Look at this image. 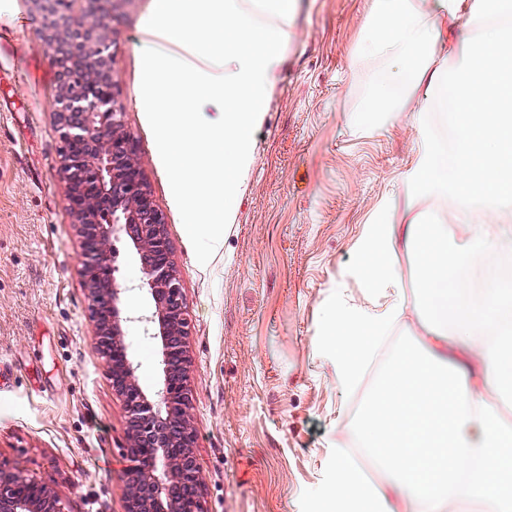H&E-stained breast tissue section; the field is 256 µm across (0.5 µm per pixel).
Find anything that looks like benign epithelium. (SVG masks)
<instances>
[{"label":"benign epithelium","instance_id":"obj_1","mask_svg":"<svg viewBox=\"0 0 512 512\" xmlns=\"http://www.w3.org/2000/svg\"><path fill=\"white\" fill-rule=\"evenodd\" d=\"M45 2L52 20L42 37L59 75L52 112L65 145L58 174L81 239L79 274L93 340L124 405L128 445L153 449L147 461L126 455L124 512H180L172 490H191L199 505L203 487L190 415L189 315L164 217L116 107L108 34L112 0H82L78 13L69 0ZM121 240L140 265L137 282L125 280L116 264L115 243ZM132 292L144 294L146 306L129 307ZM131 325L158 348L160 381L153 392L137 375ZM23 480L0 469V512H64L56 493L31 479L35 493L18 496L15 487Z\"/></svg>","mask_w":512,"mask_h":512}]
</instances>
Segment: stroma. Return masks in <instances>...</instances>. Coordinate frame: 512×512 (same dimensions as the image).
<instances>
[{
  "instance_id": "35a3bbf8",
  "label": "stroma",
  "mask_w": 512,
  "mask_h": 512,
  "mask_svg": "<svg viewBox=\"0 0 512 512\" xmlns=\"http://www.w3.org/2000/svg\"><path fill=\"white\" fill-rule=\"evenodd\" d=\"M153 6L116 0L111 65L189 313L203 512H319L337 428L348 429L365 479L388 480L360 453L356 431L403 351L436 354L462 380L481 379L466 349L434 348L405 323L346 391L319 342L338 299L379 298L358 273L359 252L379 242L377 218L402 194L417 133L351 122L371 86L391 79L389 64L359 54L371 0H296L224 245L199 264L141 96ZM42 21L35 0H0V27L11 28L0 39V468L50 487L64 512H124L126 417L91 339Z\"/></svg>"
}]
</instances>
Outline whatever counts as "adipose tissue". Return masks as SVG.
<instances>
[{"mask_svg": "<svg viewBox=\"0 0 512 512\" xmlns=\"http://www.w3.org/2000/svg\"><path fill=\"white\" fill-rule=\"evenodd\" d=\"M465 18L478 40L463 36L446 52L440 25ZM360 54L395 68L394 84L376 85L353 113L355 125L382 119L394 127L408 119L418 134L412 166L404 173L403 204L414 211L427 196L448 202L451 234L410 223L386 226V244L361 253V277L380 288L378 310L340 306L327 314L320 341L336 359V381L354 389L375 349L406 318L394 257L406 237L419 270L425 302L417 317L427 335L464 345L482 368L483 381L463 385L452 371L409 353L383 375L360 419L365 447L396 474L389 490L356 470L337 430L324 512H457L485 501L493 512H512V428L504 426L489 392L512 393V282L488 280L478 303L459 301L464 268L493 254L496 227L512 223V0H371ZM450 92L455 116L449 148L421 127L431 93Z\"/></svg>", "mask_w": 512, "mask_h": 512, "instance_id": "adipose-tissue-1", "label": "adipose tissue"}]
</instances>
